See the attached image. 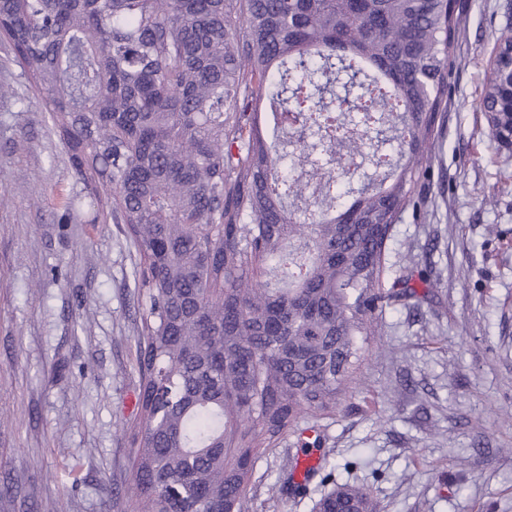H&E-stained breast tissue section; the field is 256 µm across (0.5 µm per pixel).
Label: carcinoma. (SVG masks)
<instances>
[{
	"mask_svg": "<svg viewBox=\"0 0 512 512\" xmlns=\"http://www.w3.org/2000/svg\"><path fill=\"white\" fill-rule=\"evenodd\" d=\"M460 0H0V38L38 94L95 219L126 225L145 314L139 338L132 512H245L256 461L291 435L319 448L309 414L336 406L371 336L388 242L421 206ZM345 72L354 98L320 102ZM282 129L367 146L380 125L398 158L343 191L345 156L281 170L258 107ZM512 147V27L477 102ZM419 299L413 274L396 277ZM333 487L314 512H371Z\"/></svg>",
	"mask_w": 512,
	"mask_h": 512,
	"instance_id": "carcinoma-1",
	"label": "carcinoma"
}]
</instances>
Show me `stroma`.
I'll return each instance as SVG.
<instances>
[{"label":"stroma","mask_w":512,"mask_h":512,"mask_svg":"<svg viewBox=\"0 0 512 512\" xmlns=\"http://www.w3.org/2000/svg\"><path fill=\"white\" fill-rule=\"evenodd\" d=\"M466 30L419 215L388 262L434 282L361 337L335 414L316 415L337 482L375 512H512V148L476 109L507 0H462ZM0 512H130L144 303L136 254L93 221L86 191L6 44H0ZM493 206H484L485 197ZM290 440L262 455L249 512H311L324 488L270 498Z\"/></svg>","instance_id":"stroma-1"}]
</instances>
